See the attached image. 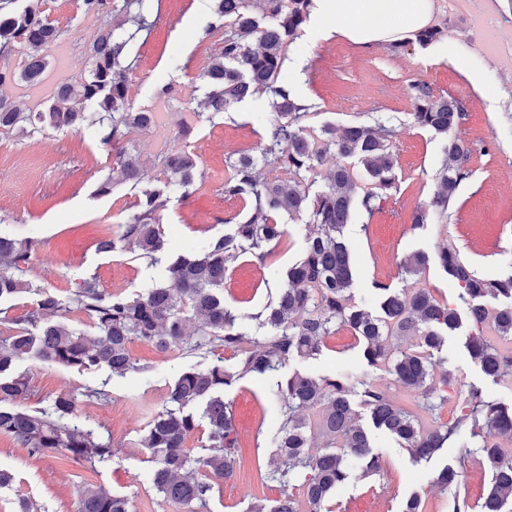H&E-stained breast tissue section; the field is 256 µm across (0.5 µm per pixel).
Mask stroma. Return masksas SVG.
<instances>
[{
	"label": "stroma",
	"instance_id": "35a3bbf8",
	"mask_svg": "<svg viewBox=\"0 0 512 512\" xmlns=\"http://www.w3.org/2000/svg\"><path fill=\"white\" fill-rule=\"evenodd\" d=\"M30 3L45 10L60 36L44 50L49 65L40 86L0 87L24 112L43 108L58 84L86 77L87 51L103 26L102 18L81 12L78 0H17L21 7ZM148 4L151 27L128 49L133 65L128 98L134 107L159 112L160 119L153 129L122 142L120 150L143 162V178L148 182L159 175L163 153L186 149L196 155L193 192L184 198L173 196L162 213L169 250L186 253L204 238L222 234L227 219L242 216V201L224 194L226 162L237 152L258 154L259 128L274 115L254 105L246 109L236 105L230 117H201L200 103L207 91L202 74L224 41L223 31L210 28V0H148ZM478 16L498 29L501 53L480 51L481 33L473 25ZM433 23L444 29L446 41L464 47V63L438 59L432 47L420 46L411 37L396 48L389 42L362 45L342 36L309 46L300 36L288 48L289 53L305 57L294 91L313 106L308 127L318 130L330 125L340 130L368 120L375 112L391 119L398 186L382 200L369 223L355 219L345 228L354 299L371 310L378 305L375 283L402 288L399 263L414 252L429 257L423 284L451 304L457 301L459 287L436 259L443 246L453 245L482 278L512 273V60L505 53L512 47V0H465L453 13L440 5ZM473 69L483 75V85L470 79ZM417 80L426 82L435 96L463 103L465 115L452 135L469 149L470 172L448 220L421 227L413 226L410 216L437 190L435 173L445 143L413 120L410 85ZM168 83L175 86L174 97L155 98V91ZM184 122L193 128L186 137L179 133ZM103 134L98 126L81 133L50 128L31 135L0 132V227L20 239L33 235L40 240L27 277L62 296L85 277L95 278L105 292L128 297L146 293L164 278L163 266L149 265L135 252L96 249V238L115 231L133 212L129 186L116 180L118 150L102 145ZM109 177L114 180L111 194L95 196L99 182ZM305 224L302 218L288 221V235L275 248L270 263L244 256L229 267L224 302L239 316L247 337L262 336L253 316L276 298L282 285L279 271L300 258ZM470 331V323H463L448 335L441 352L455 376L448 401L436 416L441 424L459 417L474 391L512 405V381L488 377L469 356L465 342ZM130 353L142 370L123 378L104 368L79 372L34 360L22 363L35 388L34 396L24 402L32 410L64 391L104 390L101 399L79 403L77 414L111 443L113 457L92 468L57 455L31 454L11 436L0 434V468L14 475L10 486L0 488V512H16L21 498L30 512H71L84 481L127 496L133 512H173L148 479L155 463L140 439L164 408L178 370L199 362L216 363L227 359L228 353L218 347L203 356L162 354L138 340L131 343ZM342 370L368 374L402 405L417 398L395 384L385 368L367 367L356 338L345 327L324 338L316 357L291 358L279 376L300 372L320 377ZM276 378L249 376L226 390L224 398L232 403L243 458L236 477L214 493L206 512H246L254 499L279 498V487L261 483L258 475L259 468L270 462L268 441L280 424L279 406L269 397ZM373 445L383 454L380 472L351 477L328 501L329 512H401L403 501L415 492L422 496L426 512H453L451 493L435 483L444 465L458 469L459 493L472 504L490 480L483 456L461 452L453 442L431 460L418 462L385 433L374 432Z\"/></svg>",
	"mask_w": 512,
	"mask_h": 512
}]
</instances>
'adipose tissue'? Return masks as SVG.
<instances>
[{
  "label": "adipose tissue",
  "instance_id": "adipose-tissue-1",
  "mask_svg": "<svg viewBox=\"0 0 512 512\" xmlns=\"http://www.w3.org/2000/svg\"><path fill=\"white\" fill-rule=\"evenodd\" d=\"M434 0H312L307 28L371 44L402 38L427 27Z\"/></svg>",
  "mask_w": 512,
  "mask_h": 512
}]
</instances>
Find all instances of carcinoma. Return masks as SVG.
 Instances as JSON below:
<instances>
[{
    "label": "carcinoma",
    "instance_id": "carcinoma-1",
    "mask_svg": "<svg viewBox=\"0 0 512 512\" xmlns=\"http://www.w3.org/2000/svg\"><path fill=\"white\" fill-rule=\"evenodd\" d=\"M0 6V53L18 48L19 70L0 69V86L41 83L48 61L43 49L59 37V30L40 9ZM144 0H81L80 10L106 18L105 27L89 46L87 77L58 85L47 106L35 112L20 111L0 95V130L37 132L44 126L79 133L99 123L107 124L103 143L120 142L156 126L150 108L128 105L129 68L123 65L129 42L150 23ZM312 0H212L215 22L224 29V44L204 77L208 92L202 101L208 119L222 117L244 101L264 100L275 117L265 128L260 157L242 152L228 161L224 195L244 202V217L224 234L206 239L189 254L165 250L162 212L172 194H190L195 183L197 156L188 151L161 156L160 177L143 183L135 159L119 154L124 183L135 197L134 212L118 225L116 234L97 239L101 252L133 250L150 265H164V281L135 297L107 293L92 278L76 284L63 299L56 292L24 278L39 247V240L0 234V300L22 293L38 296L36 308L13 320V328L0 334V433L8 434L33 454L57 453L77 464L93 465L112 458L110 443L94 430L73 421L77 397L60 393L46 409L29 411L19 406L33 392L31 379L15 367L34 359L79 370L107 368L124 377L142 370L132 358L130 343L137 339L160 352L202 350L220 344L232 352L230 359L206 367L182 370L168 393L169 406L152 420L141 446L156 463L152 484L175 512H200L210 492L233 479L242 461L234 413L224 391L249 375L277 373L292 357L311 358L336 327L350 329L361 343L370 367L384 366L394 381L416 392L418 412L399 405L384 388L348 372L313 378L295 372L275 382L270 397L281 408L282 421L270 439L275 458L261 474L264 483L282 489L276 500L259 498L248 512H299L297 499L288 492L298 477L309 512H323L324 504L353 474L368 477L380 471L382 456L374 451L371 429L383 430L416 460H429L449 439L469 452L468 440L481 438L478 450L489 464L491 479L478 512H512V451L482 438L484 431L512 437V407L471 394L467 408L446 425L427 424L422 414L433 416L447 401L445 388L452 383L442 351L444 336L460 327L462 318L475 332L466 348L482 371L494 378L512 371V274L486 280L474 272L459 251L448 246L439 254L443 271L460 288L462 309L437 299L415 280L396 291L377 283L382 291L378 310L354 302L353 271L344 227L355 207L372 217L383 197L396 188V158L390 146V118L378 115L369 122H354L341 135L325 126L308 131L310 107L279 83L286 48L305 25ZM443 36V29L429 26L414 34L422 46ZM413 118L420 127L443 137L463 119L459 102L437 98L422 81L410 85ZM96 109L97 118L86 112ZM336 150L340 163L323 176L324 184L310 191L306 175L317 174L323 156ZM467 148L451 139L438 171L439 190L424 206L416 207L411 224L448 219V210L461 183L469 176ZM272 168L264 178L258 163ZM361 166L372 188L355 200V168ZM308 218L309 233L302 257L283 274L276 299L255 316L266 329L261 339H248L239 318L224 304V275L239 257L249 254L261 262L273 253L286 234L277 216ZM423 253L409 256L405 273L417 276L427 266ZM501 304L491 308L489 301ZM76 311L89 323L86 331L71 329L60 321ZM201 325L188 332L187 321ZM412 337L409 348L389 344V339ZM360 404L372 427L361 423ZM207 430L206 454L193 458L187 439L199 428ZM459 472L450 464L436 483L458 486ZM74 512H132L127 498L101 485L84 484L74 502Z\"/></svg>",
    "mask_w": 512,
    "mask_h": 512
}]
</instances>
